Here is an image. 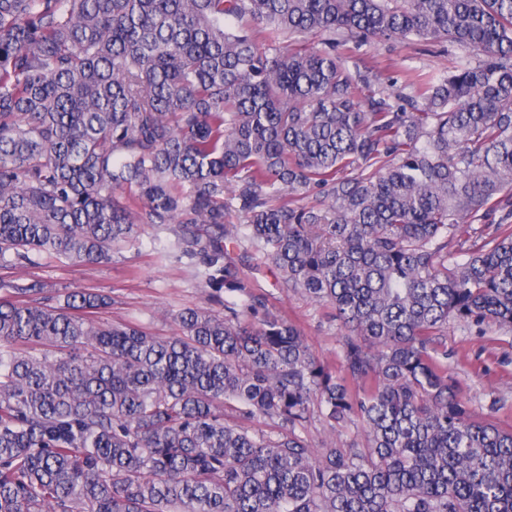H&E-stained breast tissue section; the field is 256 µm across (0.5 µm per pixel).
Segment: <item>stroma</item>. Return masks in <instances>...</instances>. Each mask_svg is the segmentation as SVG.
Segmentation results:
<instances>
[{
	"label": "stroma",
	"mask_w": 512,
	"mask_h": 512,
	"mask_svg": "<svg viewBox=\"0 0 512 512\" xmlns=\"http://www.w3.org/2000/svg\"><path fill=\"white\" fill-rule=\"evenodd\" d=\"M457 48L441 49L406 41L374 42L355 51L357 61L373 73L400 81L418 72L449 69ZM248 274L270 306L292 321L321 362L340 368L342 330L325 306L283 287L278 271L255 250L246 253ZM0 280L38 281L46 290H87L110 298L97 313L99 322H132L155 336L177 335L175 314L208 305L196 266L182 257L170 227L141 225L135 242L114 250L103 264L77 265L57 259L36 266L0 267ZM448 372L471 418L495 415L512 429V328L449 320L443 339Z\"/></svg>",
	"instance_id": "1"
}]
</instances>
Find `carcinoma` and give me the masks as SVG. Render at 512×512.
<instances>
[{"mask_svg":"<svg viewBox=\"0 0 512 512\" xmlns=\"http://www.w3.org/2000/svg\"><path fill=\"white\" fill-rule=\"evenodd\" d=\"M392 38L481 59L406 92L336 52ZM140 224L240 302L162 338L0 281V512H512V430L437 358L450 317L512 326V0H0V266L109 262ZM245 241L332 309L340 371ZM316 416L365 442L314 453ZM499 214L488 216L480 222H473L472 224H459L454 231V235L448 237V251L468 252L469 248H477L483 244L484 241L490 240L493 236L501 232L502 229L496 231V224L498 222ZM476 232V233H475ZM463 246V251H460V245ZM477 245V247H474ZM459 259L465 258L464 255ZM247 272L257 293L265 294L270 307L292 321L306 337L313 352L321 362L340 370L339 339L343 329L328 318L329 309L312 302L302 294L283 287L278 271L267 263L263 255L243 244Z\"/></svg>","mask_w":512,"mask_h":512,"instance_id":"carcinoma-1","label":"carcinoma"}]
</instances>
